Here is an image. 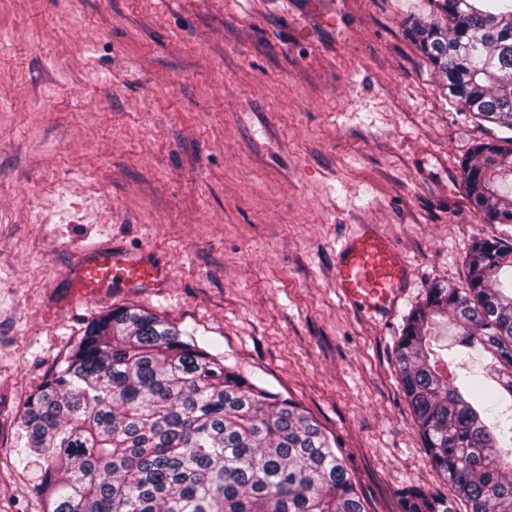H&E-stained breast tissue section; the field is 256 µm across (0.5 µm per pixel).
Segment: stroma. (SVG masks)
<instances>
[{"label":"stroma","mask_w":512,"mask_h":512,"mask_svg":"<svg viewBox=\"0 0 512 512\" xmlns=\"http://www.w3.org/2000/svg\"><path fill=\"white\" fill-rule=\"evenodd\" d=\"M429 0H0V512H43L16 421L86 327L135 306L299 404L368 512L433 467L395 350L472 241L512 236L460 166L503 135L452 102L406 30ZM372 224L412 277L385 320L332 285ZM149 251L170 286L76 300L86 247Z\"/></svg>","instance_id":"35a3bbf8"}]
</instances>
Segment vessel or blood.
<instances>
[{
  "instance_id": "obj_1",
  "label": "vessel or blood",
  "mask_w": 512,
  "mask_h": 512,
  "mask_svg": "<svg viewBox=\"0 0 512 512\" xmlns=\"http://www.w3.org/2000/svg\"><path fill=\"white\" fill-rule=\"evenodd\" d=\"M410 268L395 243L371 227L341 242L333 285L352 311L373 317L392 310ZM77 298H101L112 289L159 292L167 288V271L148 254L120 246L91 247L70 273Z\"/></svg>"
}]
</instances>
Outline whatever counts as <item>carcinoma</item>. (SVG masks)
Segmentation results:
<instances>
[{
  "mask_svg": "<svg viewBox=\"0 0 512 512\" xmlns=\"http://www.w3.org/2000/svg\"><path fill=\"white\" fill-rule=\"evenodd\" d=\"M408 33L448 95L512 131V0H430ZM488 224H512V136L462 161ZM461 288L436 284L399 337L396 370L430 460L469 506L512 512V241L481 238ZM445 317L470 370L432 348ZM44 512H366L335 439L296 403L241 375L157 315L112 310L31 395L16 422ZM400 512H448L410 488Z\"/></svg>",
  "mask_w": 512,
  "mask_h": 512,
  "instance_id": "obj_1",
  "label": "carcinoma"
}]
</instances>
